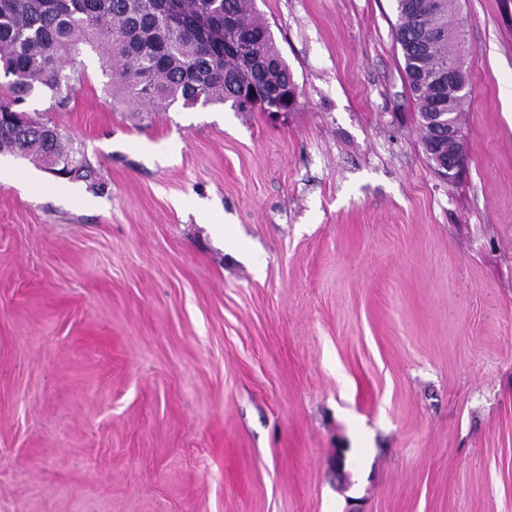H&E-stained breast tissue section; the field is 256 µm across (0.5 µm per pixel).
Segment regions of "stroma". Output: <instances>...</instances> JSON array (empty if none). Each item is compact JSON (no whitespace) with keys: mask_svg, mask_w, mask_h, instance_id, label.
<instances>
[{"mask_svg":"<svg viewBox=\"0 0 512 512\" xmlns=\"http://www.w3.org/2000/svg\"><path fill=\"white\" fill-rule=\"evenodd\" d=\"M459 5L455 181L395 0H254L277 117L143 111L90 49L28 98L99 186L0 177V512H512V21Z\"/></svg>","mask_w":512,"mask_h":512,"instance_id":"35a3bbf8","label":"stroma"}]
</instances>
